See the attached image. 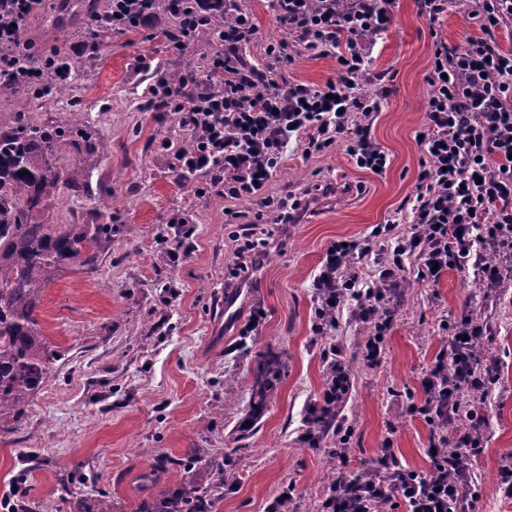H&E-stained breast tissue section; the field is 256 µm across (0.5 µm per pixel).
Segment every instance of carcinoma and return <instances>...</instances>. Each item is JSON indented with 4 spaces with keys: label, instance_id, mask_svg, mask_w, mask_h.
Returning a JSON list of instances; mask_svg holds the SVG:
<instances>
[{
    "label": "carcinoma",
    "instance_id": "1",
    "mask_svg": "<svg viewBox=\"0 0 512 512\" xmlns=\"http://www.w3.org/2000/svg\"><path fill=\"white\" fill-rule=\"evenodd\" d=\"M43 82L56 97L69 90V82L58 80L52 69ZM65 136L63 128L31 123L0 130V436L26 415L56 361L37 319L45 289L66 267L97 270L104 244L112 240L110 224L38 220L47 195L79 189L97 164L86 136L80 157L56 165ZM273 374L271 364L260 369L255 414L263 410Z\"/></svg>",
    "mask_w": 512,
    "mask_h": 512
}]
</instances>
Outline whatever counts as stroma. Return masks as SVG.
<instances>
[{
    "instance_id": "1",
    "label": "stroma",
    "mask_w": 512,
    "mask_h": 512,
    "mask_svg": "<svg viewBox=\"0 0 512 512\" xmlns=\"http://www.w3.org/2000/svg\"><path fill=\"white\" fill-rule=\"evenodd\" d=\"M241 5L259 28L246 56L263 61L267 45L282 35L271 0ZM85 18L66 10L64 0H47L28 20L27 36L43 50L69 55L84 36ZM174 24L162 12L153 28L105 38L97 60L81 64L62 98L0 96V130L15 127L23 113L34 124L93 131L97 167L84 188L45 198L42 221L112 227L97 271L63 270L44 291L38 320L59 357L18 428L0 437V496L23 473L32 512L46 505L74 512L73 501L102 495L112 512H155L177 491L202 494L205 512H267L292 483L297 495L288 512H321L336 435L315 445L301 435L326 377L328 346L341 349L353 384L342 412L351 428L350 469L374 463L388 443L404 466L425 471L430 428L409 406L419 401L420 380L443 347V322L477 312L489 321L484 346L500 359L501 379L486 447L468 470L481 512H512V498L496 490L499 469L512 457V297L489 296L454 270L436 283L406 274L375 368L360 357L370 329L350 312L328 335L312 329V280L327 248L363 240L392 218L410 227L396 210L415 191L421 152L414 135L432 92L426 76L433 38L416 0H398L372 53L373 78L385 76L391 89L370 121L389 166L379 175L357 168L340 143L311 156L289 146L269 193L295 196L300 207L281 242L263 248L239 293L229 285L235 243L225 213L250 221L258 207L215 193L202 198L196 183L179 181L161 145L177 149L189 140L174 115L142 97L139 55L154 56L164 74L183 76L201 72L215 49L207 36L188 52L170 51L160 32ZM280 72L320 86L335 76L336 61L297 52ZM105 188L113 199L108 212L97 203ZM182 211L194 224L173 264L164 238ZM228 295L238 298L233 317L224 312ZM257 306L265 312L261 327L241 337ZM272 358L278 372L266 406L250 417L257 367Z\"/></svg>"
}]
</instances>
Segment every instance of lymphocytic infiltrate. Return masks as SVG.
<instances>
[{
	"label": "lymphocytic infiltrate",
	"mask_w": 512,
	"mask_h": 512,
	"mask_svg": "<svg viewBox=\"0 0 512 512\" xmlns=\"http://www.w3.org/2000/svg\"><path fill=\"white\" fill-rule=\"evenodd\" d=\"M156 2L109 0L107 9L89 11L92 36L82 42L81 55L93 56L101 32L151 26ZM164 2L177 21L163 33L171 51H187L204 27L219 45L202 76L173 85L159 74L143 91L147 103L173 113L190 138L188 148L171 158L180 178L200 174L224 198L260 203L271 217V238L275 227L293 220L287 201L268 193L290 142L309 155L341 141L358 168L386 167L388 155L372 138L368 121L389 89L382 85L363 94L358 87L368 75L373 46L392 25L397 0H274L276 20L299 50L336 59L335 77L317 87L274 78L282 45L267 46V63L245 61L241 51L257 39L258 27L238 0ZM42 3L0 0V15L13 19L12 25H0V82L27 91L35 72L54 65L55 55L41 53L25 34L28 18ZM471 13L480 22L479 35L456 45L440 37L434 42L428 73L433 93L418 130L416 191L401 207L411 219L410 232L383 224L364 241L334 242L312 281L316 333L334 329L344 307H351L372 328L362 349L371 367L381 362L406 263L415 265L419 280L433 283L451 269L485 288L512 282V51L497 40L499 32L512 33V0H472ZM217 80L224 84L219 92L212 88ZM374 251L381 255L378 274L363 278L359 265ZM447 331L445 347L421 381V403L409 406L436 432L430 470L403 466L387 447L375 466L351 472L348 438L340 436L336 478L322 512H378L380 503L395 501L405 512H476L479 497L469 488L464 463L482 452L489 417L464 407L462 396L469 391L489 397L500 380L499 361L478 350L488 332L484 316L465 315ZM351 388L345 364L332 360L321 405L306 420L305 442L318 441V422L337 418ZM459 416L465 428L446 442L438 432Z\"/></svg>",
	"instance_id": "1"
}]
</instances>
